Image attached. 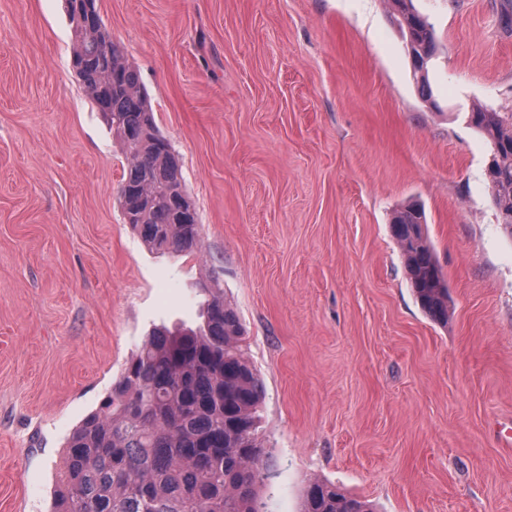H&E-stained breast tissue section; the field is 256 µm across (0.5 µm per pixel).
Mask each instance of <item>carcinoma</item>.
<instances>
[{
	"instance_id": "obj_1",
	"label": "carcinoma",
	"mask_w": 512,
	"mask_h": 512,
	"mask_svg": "<svg viewBox=\"0 0 512 512\" xmlns=\"http://www.w3.org/2000/svg\"><path fill=\"white\" fill-rule=\"evenodd\" d=\"M405 33L419 91L430 97L428 66L437 53L433 24L412 0H392ZM74 26L72 65L104 112L128 167L120 202L126 223L153 250L195 255L202 225L178 161L160 134L122 44L112 38L96 0H67ZM472 126L490 144L487 180L497 223L512 237V110L477 109ZM421 209L394 212L392 233L416 300L448 323V286ZM203 322L154 328L125 364L99 408L76 426L57 464L53 512H265L261 487L270 456L258 432L263 381L246 355V330L217 283ZM301 512H375L335 484L305 488Z\"/></svg>"
}]
</instances>
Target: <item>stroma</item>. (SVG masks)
<instances>
[{"label": "stroma", "mask_w": 512, "mask_h": 512, "mask_svg": "<svg viewBox=\"0 0 512 512\" xmlns=\"http://www.w3.org/2000/svg\"><path fill=\"white\" fill-rule=\"evenodd\" d=\"M413 2L429 102L391 0H96L179 158L187 256L124 222L65 0H0V512H50L72 429L155 326L200 323L212 276L264 383L267 512L317 477L378 512H512V237L466 120L512 108V30L502 0ZM410 202L444 325L391 232ZM397 23L405 33L406 47L411 59L419 91L424 98L430 97L428 66L437 53V42L433 24L415 12L412 0H392ZM391 224L416 300L432 320L447 324L448 286L426 233L422 210L415 206L397 209Z\"/></svg>", "instance_id": "1"}]
</instances>
